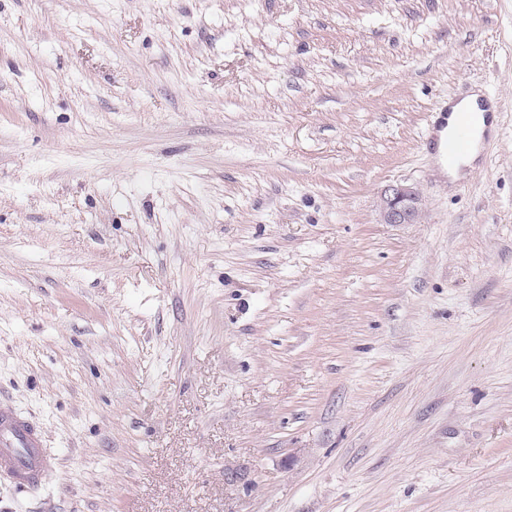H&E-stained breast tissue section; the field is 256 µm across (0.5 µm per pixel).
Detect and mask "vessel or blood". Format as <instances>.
I'll return each instance as SVG.
<instances>
[{
	"instance_id": "1",
	"label": "vessel or blood",
	"mask_w": 512,
	"mask_h": 512,
	"mask_svg": "<svg viewBox=\"0 0 512 512\" xmlns=\"http://www.w3.org/2000/svg\"><path fill=\"white\" fill-rule=\"evenodd\" d=\"M55 459L44 445L41 428L0 404V477L16 488L39 486L54 469Z\"/></svg>"
}]
</instances>
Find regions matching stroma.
I'll use <instances>...</instances> for the list:
<instances>
[{
    "mask_svg": "<svg viewBox=\"0 0 512 512\" xmlns=\"http://www.w3.org/2000/svg\"><path fill=\"white\" fill-rule=\"evenodd\" d=\"M0 403V512H512V0H0ZM448 107H450L451 114L448 116V127L444 130H442L445 126L444 116L446 114L448 115V111L443 110V108L439 110L436 108L429 113L423 142L436 147L438 146L440 137L441 141L439 143L438 151L435 154V158L436 163L438 165H442L441 171L444 173L445 167L443 165L442 147L444 137L447 135V133L448 137L453 133V127L460 119L462 113H467L470 115V118L473 121L474 127L476 129L473 136V146L471 150L463 154L454 165L448 166L447 170L448 181L455 182L474 168V163L479 153V143L482 140L484 133L488 130H492L494 125L493 122L488 125L487 118L484 115L485 111L483 108H481L480 96L477 93L467 95L460 100L453 102L450 101L448 102ZM472 133L473 130L468 122L463 120L459 121L449 141V144L447 139V152L449 150L450 152L457 153L467 149L472 140ZM378 212L383 224L418 223L422 216L418 189L402 183L387 185L380 194ZM54 467L55 458L45 448L41 428L0 403V477L16 488L31 489Z\"/></svg>",
    "mask_w": 512,
    "mask_h": 512,
    "instance_id": "stroma-1",
    "label": "stroma"
}]
</instances>
